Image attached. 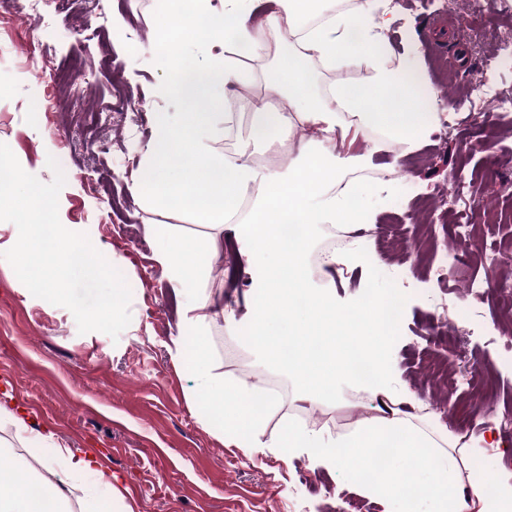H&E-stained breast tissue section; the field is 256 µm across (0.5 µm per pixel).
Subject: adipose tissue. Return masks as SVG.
Instances as JSON below:
<instances>
[{
  "label": "adipose tissue",
  "instance_id": "ef3b65f1",
  "mask_svg": "<svg viewBox=\"0 0 512 512\" xmlns=\"http://www.w3.org/2000/svg\"><path fill=\"white\" fill-rule=\"evenodd\" d=\"M263 2L222 0L217 10L212 0H164L154 27L152 48L164 54L170 78L152 95L177 100L181 109L152 112L136 189L148 205L188 215L211 231L189 241L169 228L155 256L183 297L175 355L191 364L210 357L205 289L216 236L232 231L244 244L241 261L265 271L250 309L254 346L272 351L308 399L355 388L388 408L336 436L297 421L266 443V419L255 404L259 385L200 372L206 418L226 443L300 450L328 471L351 456V485L385 512H512V482L487 496L484 469L473 455L411 411L416 401L390 362L386 332L375 326L383 312H400L403 290H366L343 303L334 288L316 286L306 263L318 226L373 223L370 199L391 190L347 180L366 160L348 141L373 130L380 136L376 149L413 146L432 128L437 114L424 102V79L412 67L421 44L411 41L405 55H396L386 38L392 20L373 7L339 11L333 0H273L265 13ZM243 48L272 57L274 65L265 73L267 98L253 104L246 140L224 154L218 144L237 123L236 113L224 111V99L250 79L238 59ZM346 68L362 70V78L319 89L318 70ZM298 130L305 138L286 167L253 164V146ZM286 224L300 225L298 242L284 239ZM382 448L389 451L384 468L366 479ZM67 500L30 465L0 469V512H63Z\"/></svg>",
  "mask_w": 512,
  "mask_h": 512
}]
</instances>
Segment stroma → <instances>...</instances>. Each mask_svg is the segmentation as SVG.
<instances>
[{"label":"stroma","mask_w":512,"mask_h":512,"mask_svg":"<svg viewBox=\"0 0 512 512\" xmlns=\"http://www.w3.org/2000/svg\"><path fill=\"white\" fill-rule=\"evenodd\" d=\"M396 3L389 46L402 55L409 34L423 41L426 100L447 114L451 130L445 137L429 132L408 151L376 152L370 138L358 140L367 168L392 175V194L370 201L380 228L372 243L378 263L329 277L342 301L367 281L405 289L387 349L418 402L416 414L441 431L466 435L494 480L512 481V435L499 428L512 417V334L499 327L497 294L499 281L512 280V268H491L484 259L512 239V195L497 188L512 180V116L482 108L484 85L512 95V69L479 71L481 57L512 40V0ZM157 14L158 0H75L66 14L42 2L37 17H0V143L44 183L54 179L48 158L58 161L66 179L62 225L118 258L132 292L131 322L119 338L82 334L70 310L34 297L0 258V405L25 415L35 430H51L60 444L95 455L133 512H384L351 490V461L329 472L280 448L226 446L207 423L193 369L174 357L180 298L154 260L158 231L178 224L184 236L202 237L207 230L189 216L150 207L133 187L151 112L180 109L176 100L149 95L168 79L162 58L141 50ZM90 25L104 27L112 67L76 105L58 93L52 77L79 61L98 65ZM83 107L111 114L100 131L108 153L89 148L77 117ZM97 174L108 195L87 193L88 178ZM452 175L462 186L457 203L448 200ZM467 225L476 241L473 256L447 279H436L434 268L465 248ZM474 282L485 290L480 322L459 328L448 343L428 342L425 329L437 306L458 309ZM207 293L236 315L231 323L219 314L209 323L213 373L236 378L244 365L251 375L284 379L288 388L266 417L264 440L304 411L320 414L321 427L333 434L354 428L353 409L372 415L374 402L361 391H342L333 401L300 400L287 371L247 343L253 295L226 282L222 255L214 257Z\"/></svg>","instance_id":"obj_1"}]
</instances>
